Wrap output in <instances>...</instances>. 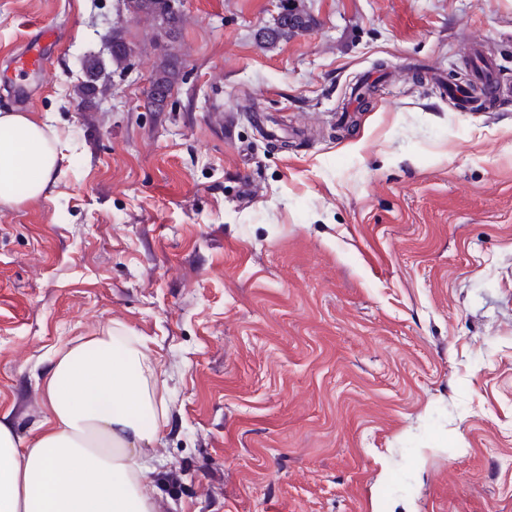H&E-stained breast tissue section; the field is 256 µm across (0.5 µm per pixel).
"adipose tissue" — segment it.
<instances>
[{
	"mask_svg": "<svg viewBox=\"0 0 512 512\" xmlns=\"http://www.w3.org/2000/svg\"><path fill=\"white\" fill-rule=\"evenodd\" d=\"M58 166L47 125L0 113V200L43 195ZM51 418L22 445L0 423V512H155L145 450L166 416L139 337L110 328L58 351L44 382Z\"/></svg>",
	"mask_w": 512,
	"mask_h": 512,
	"instance_id": "ef3b65f1",
	"label": "adipose tissue"
}]
</instances>
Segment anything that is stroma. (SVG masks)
<instances>
[{
	"instance_id": "stroma-1",
	"label": "stroma",
	"mask_w": 512,
	"mask_h": 512,
	"mask_svg": "<svg viewBox=\"0 0 512 512\" xmlns=\"http://www.w3.org/2000/svg\"><path fill=\"white\" fill-rule=\"evenodd\" d=\"M282 4L177 0L147 112L156 19L0 0V71L58 37L27 112L59 152L0 201V422L33 442L56 352L118 325L162 370L158 512H512V0H294L267 43ZM476 41L498 91L466 111ZM308 23L309 20L300 11L283 7L274 27L266 28L262 36L266 41L274 42L280 38L288 37V34H291L294 29L307 27ZM107 40L112 41V52L110 58L111 67L114 69L107 71L103 64L87 65L89 71V79L78 91L79 103L87 106L89 109V101L95 97L97 92V82L102 80V86H106L111 78L112 72L122 71L126 67V62L133 53V47L122 37L121 31L112 28V32L106 33ZM120 71V72H121ZM169 44L166 45V61L157 70L150 80V92L153 98H158L159 103L155 105V109L151 110L153 112H161L163 111L162 103L165 98L171 94L175 85L179 80L180 69L178 67V60L172 53H168Z\"/></svg>"
}]
</instances>
